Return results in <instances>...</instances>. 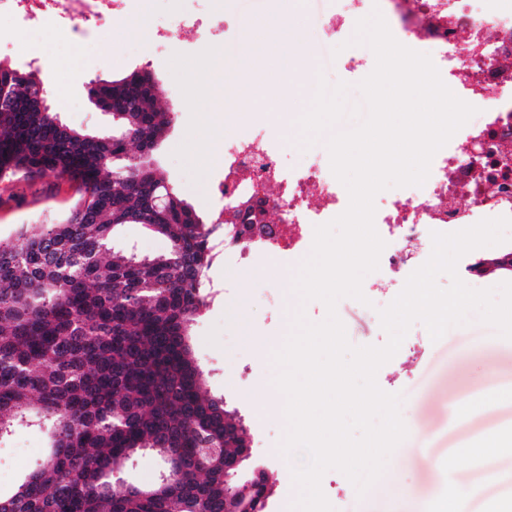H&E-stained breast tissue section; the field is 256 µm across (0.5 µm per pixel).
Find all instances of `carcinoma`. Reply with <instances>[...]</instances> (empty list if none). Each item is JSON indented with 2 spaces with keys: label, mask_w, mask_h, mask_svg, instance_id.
Returning a JSON list of instances; mask_svg holds the SVG:
<instances>
[{
  "label": "carcinoma",
  "mask_w": 512,
  "mask_h": 512,
  "mask_svg": "<svg viewBox=\"0 0 512 512\" xmlns=\"http://www.w3.org/2000/svg\"><path fill=\"white\" fill-rule=\"evenodd\" d=\"M146 70L89 83L117 133L75 129L51 106L39 69L0 59V182L65 179L70 209L33 231L0 238V437L48 435L43 457L0 512H224V457L250 441L224 400L203 391L188 343L207 306L213 240L206 224L137 160L167 125ZM126 224L165 237L158 256L118 255ZM166 475L148 487L116 482L144 450ZM239 485L246 512H266L270 475Z\"/></svg>",
  "instance_id": "1"
}]
</instances>
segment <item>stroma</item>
Listing matches in <instances>:
<instances>
[{
	"instance_id": "stroma-1",
	"label": "stroma",
	"mask_w": 512,
	"mask_h": 512,
	"mask_svg": "<svg viewBox=\"0 0 512 512\" xmlns=\"http://www.w3.org/2000/svg\"><path fill=\"white\" fill-rule=\"evenodd\" d=\"M191 7L190 0L146 5L148 25L135 39L128 35L137 20L133 14L114 16L85 38L58 29L48 19L33 32L6 15L0 17V58L10 59L13 47L24 44L30 55L41 57V77L49 87L54 84L57 54L77 59L62 90L78 107L60 118L75 128L103 132L111 131L112 118L90 106V80L138 69L153 71L168 123L152 161L208 223L219 208L220 173L213 158L218 135L236 134L256 117L279 130L280 116L288 111L302 118L299 127L288 132L289 161L312 155L324 158L329 135L356 126L366 108L358 77H344L323 66L318 45L323 0H304L285 16L293 30L290 40L255 62L240 60L244 40L239 33L205 41L195 31L178 30L172 44L160 45L154 24L172 21L175 13ZM231 63L240 86L233 111L224 112L217 109L215 95L223 69ZM75 198L73 187L63 179L19 177L0 182V236L12 237L21 228L61 216ZM299 265L296 258L256 253L245 260L238 250L222 251L208 272L209 303L192 327L191 344L207 394L223 399L251 437L253 456L247 470L259 468L270 475L267 512H290L296 497L290 467L307 460L302 452L287 458L279 451L286 422L277 408L283 397L270 387L277 367L257 346L261 340L268 347L281 346L285 314L298 304L291 284ZM399 290L392 282L380 288L370 304L352 298L339 301L337 313L352 344H385L378 311ZM494 333L493 327L474 319L449 329L435 342L417 322L404 344H423L422 357L410 364L399 353L377 372L383 391L403 394L401 415L412 429L386 464L392 484L403 492L406 512H422L431 502L445 503L448 469L460 462L463 448L494 431L512 428V401L494 408L484 403L488 395L512 389V342H497ZM43 445V434L32 429L17 430L0 441V490L10 491L39 462ZM321 488L335 512L390 509L384 490L358 496L336 470L324 474Z\"/></svg>"
}]
</instances>
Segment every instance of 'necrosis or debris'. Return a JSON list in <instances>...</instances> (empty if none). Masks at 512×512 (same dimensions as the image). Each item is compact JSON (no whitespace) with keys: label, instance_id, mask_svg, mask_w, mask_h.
Listing matches in <instances>:
<instances>
[{"label":"necrosis or debris","instance_id":"necrosis-or-debris-1","mask_svg":"<svg viewBox=\"0 0 512 512\" xmlns=\"http://www.w3.org/2000/svg\"><path fill=\"white\" fill-rule=\"evenodd\" d=\"M134 0H0V8L31 25L50 19L92 30L106 16L129 11ZM322 47L336 42L361 15L380 8L401 44L429 54L454 94L479 109L434 156L423 185L383 193L374 224L386 246L379 263L394 275L416 265L415 242L487 218L512 217V0H325ZM219 187L228 201L262 196L266 209L283 207L268 234L247 239L242 254L299 256L312 246L315 226L340 215L349 199L325 173L320 158L286 164L262 120L220 143Z\"/></svg>","mask_w":512,"mask_h":512}]
</instances>
